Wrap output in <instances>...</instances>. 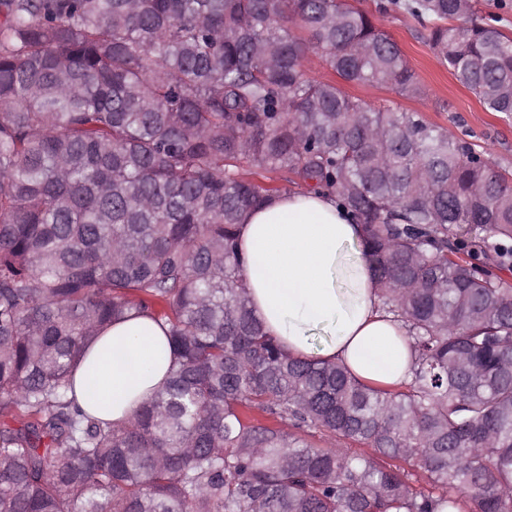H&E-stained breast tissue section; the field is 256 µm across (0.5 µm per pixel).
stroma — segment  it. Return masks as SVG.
Wrapping results in <instances>:
<instances>
[{"instance_id":"obj_1","label":"stroma","mask_w":512,"mask_h":512,"mask_svg":"<svg viewBox=\"0 0 512 512\" xmlns=\"http://www.w3.org/2000/svg\"><path fill=\"white\" fill-rule=\"evenodd\" d=\"M380 24L404 51L422 92L408 97L388 85L349 83L347 93L372 105L419 112L448 133L477 144L491 163L512 171V115L485 111L475 94L441 63L411 16L393 10L381 17Z\"/></svg>"}]
</instances>
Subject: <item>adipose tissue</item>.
I'll return each mask as SVG.
<instances>
[{
  "label": "adipose tissue",
  "mask_w": 512,
  "mask_h": 512,
  "mask_svg": "<svg viewBox=\"0 0 512 512\" xmlns=\"http://www.w3.org/2000/svg\"><path fill=\"white\" fill-rule=\"evenodd\" d=\"M360 236L335 197L282 193L248 212L238 248L254 310L288 353L340 362L366 384L394 388L410 378L413 349L403 324L381 307ZM318 331L327 339L317 348L311 338ZM172 363L153 320L114 323L74 375L77 401L90 414L124 423Z\"/></svg>",
  "instance_id": "obj_1"
}]
</instances>
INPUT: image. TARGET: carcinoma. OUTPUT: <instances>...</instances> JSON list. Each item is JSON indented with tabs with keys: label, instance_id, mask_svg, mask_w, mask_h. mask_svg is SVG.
<instances>
[{
	"label": "carcinoma",
	"instance_id": "1",
	"mask_svg": "<svg viewBox=\"0 0 512 512\" xmlns=\"http://www.w3.org/2000/svg\"><path fill=\"white\" fill-rule=\"evenodd\" d=\"M391 9L512 114V34L472 0ZM314 56L420 93L350 0H0V512H512V284L476 263L512 264V174ZM296 188L361 226L408 385L294 358L255 315L238 228ZM132 314L174 363L116 425L73 375Z\"/></svg>",
	"mask_w": 512,
	"mask_h": 512
}]
</instances>
